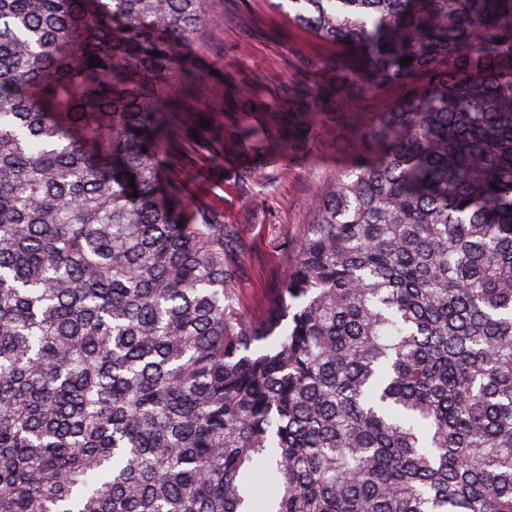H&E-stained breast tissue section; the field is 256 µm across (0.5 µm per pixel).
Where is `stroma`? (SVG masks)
Wrapping results in <instances>:
<instances>
[{
	"instance_id": "35a3bbf8",
	"label": "stroma",
	"mask_w": 512,
	"mask_h": 512,
	"mask_svg": "<svg viewBox=\"0 0 512 512\" xmlns=\"http://www.w3.org/2000/svg\"><path fill=\"white\" fill-rule=\"evenodd\" d=\"M205 11L193 38L194 71L176 83L215 123L224 121L228 88L285 106L331 81L327 62L334 47L293 24L287 0H206ZM401 94L380 88L350 96L344 118L328 113L312 152L272 159L250 181L230 171L222 136L211 130L183 136L163 174L182 185L185 215L204 206L235 229L230 258L245 318L257 316L277 295L314 212L316 185L353 158L347 147L352 126L370 122Z\"/></svg>"
}]
</instances>
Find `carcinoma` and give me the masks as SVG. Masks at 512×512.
<instances>
[{"instance_id":"cac0c4a2","label":"carcinoma","mask_w":512,"mask_h":512,"mask_svg":"<svg viewBox=\"0 0 512 512\" xmlns=\"http://www.w3.org/2000/svg\"><path fill=\"white\" fill-rule=\"evenodd\" d=\"M289 2L405 92L250 322L158 187L205 0H0V512H512V0ZM341 106L228 98L224 157Z\"/></svg>"}]
</instances>
